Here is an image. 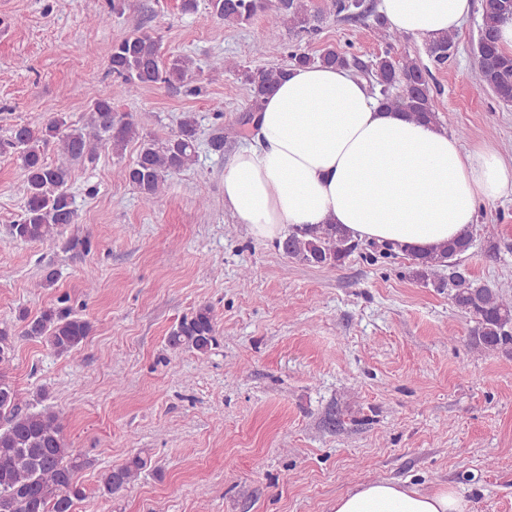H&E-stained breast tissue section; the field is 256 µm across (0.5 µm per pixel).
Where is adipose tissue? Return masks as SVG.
Returning <instances> with one entry per match:
<instances>
[{
	"label": "adipose tissue",
	"mask_w": 512,
	"mask_h": 512,
	"mask_svg": "<svg viewBox=\"0 0 512 512\" xmlns=\"http://www.w3.org/2000/svg\"><path fill=\"white\" fill-rule=\"evenodd\" d=\"M389 26L431 39L459 30L472 0H380ZM224 168V205L259 240L337 224L358 240L426 254L471 233L479 203L512 195V163L482 143L463 149L443 125L381 106L350 69L293 67ZM451 488L370 481L333 512H466Z\"/></svg>",
	"instance_id": "1"
}]
</instances>
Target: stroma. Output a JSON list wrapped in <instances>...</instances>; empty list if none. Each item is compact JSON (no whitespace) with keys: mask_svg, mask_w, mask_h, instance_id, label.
Masks as SVG:
<instances>
[{"mask_svg":"<svg viewBox=\"0 0 512 512\" xmlns=\"http://www.w3.org/2000/svg\"><path fill=\"white\" fill-rule=\"evenodd\" d=\"M307 4L328 18L303 36L306 53L332 45L367 64L387 52L426 57L423 39L389 46L373 19L330 15L331 0ZM481 14L474 0L455 53L431 66L429 83L450 136L510 159L512 106L473 89ZM267 25L264 15L224 25L207 0L192 14L179 0H125L118 11L106 0H0V138L44 121L49 105L83 125L91 88L157 139L185 113L198 120L196 165L152 204L118 176L138 142L70 162L76 217L52 244L11 239L23 173L0 155V322L20 330L21 310L66 294L93 325L68 355L16 339L0 372L22 406L44 398L68 447L90 459L75 512H332L338 496L371 480L448 484L467 512H512V355L471 349L472 320L447 289L413 277L409 256L363 241L339 266H305L225 209L224 165L241 143L233 131L248 94L221 63L287 64L289 35L266 43ZM140 31L158 37L162 56L195 61L194 93L162 84L124 92L109 54ZM464 265L482 283L512 285V198L478 206ZM50 270L55 281L43 285ZM202 304L214 311L216 345L201 357L170 350L172 327ZM137 452L147 465L136 480L100 497L101 471Z\"/></svg>","mask_w":512,"mask_h":512,"instance_id":"stroma-1","label":"stroma"}]
</instances>
